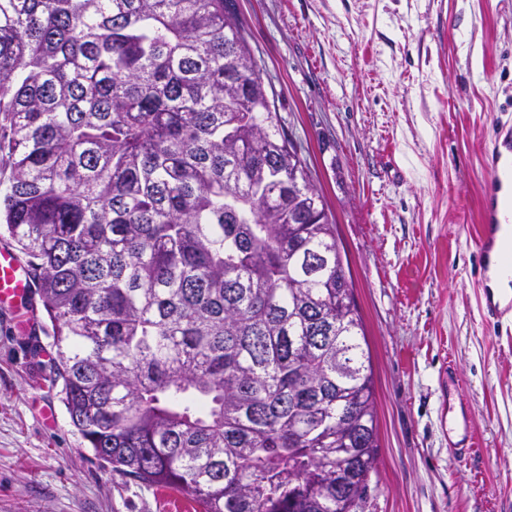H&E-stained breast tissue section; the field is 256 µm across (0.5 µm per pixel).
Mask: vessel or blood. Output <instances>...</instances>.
<instances>
[{
    "label": "vessel or blood",
    "mask_w": 512,
    "mask_h": 512,
    "mask_svg": "<svg viewBox=\"0 0 512 512\" xmlns=\"http://www.w3.org/2000/svg\"><path fill=\"white\" fill-rule=\"evenodd\" d=\"M490 191L483 199L481 224L476 241L478 254L476 280L485 284L490 271L512 274V259L505 254L512 244V129L499 127L497 140L486 156ZM33 282L29 265L9 247H0V310L26 311L27 329L37 322L35 310L30 307ZM485 319L500 322L512 319V298H495L485 290L481 299ZM448 432L454 437L452 446L460 460H469L478 446V437L468 408H460L458 416L449 417Z\"/></svg>",
    "instance_id": "obj_1"
}]
</instances>
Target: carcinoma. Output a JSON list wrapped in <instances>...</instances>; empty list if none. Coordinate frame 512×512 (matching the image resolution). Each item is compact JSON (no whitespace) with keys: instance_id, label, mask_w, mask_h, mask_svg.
<instances>
[{"instance_id":"obj_1","label":"carcinoma","mask_w":512,"mask_h":512,"mask_svg":"<svg viewBox=\"0 0 512 512\" xmlns=\"http://www.w3.org/2000/svg\"><path fill=\"white\" fill-rule=\"evenodd\" d=\"M234 0H0V230L96 459L200 512H357L377 460L336 224Z\"/></svg>"}]
</instances>
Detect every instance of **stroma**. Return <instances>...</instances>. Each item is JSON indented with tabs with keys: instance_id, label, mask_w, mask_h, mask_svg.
I'll list each match as a JSON object with an SVG mask.
<instances>
[{
	"instance_id": "obj_1",
	"label": "stroma",
	"mask_w": 512,
	"mask_h": 512,
	"mask_svg": "<svg viewBox=\"0 0 512 512\" xmlns=\"http://www.w3.org/2000/svg\"><path fill=\"white\" fill-rule=\"evenodd\" d=\"M235 4L353 281L379 445L363 512H512V340L471 274L481 154L512 121V0ZM33 305L32 333L0 311V512H194L86 447ZM452 366L480 441L467 461L448 446Z\"/></svg>"
}]
</instances>
